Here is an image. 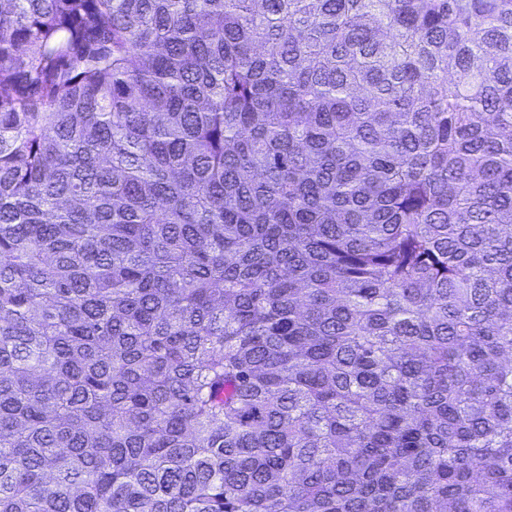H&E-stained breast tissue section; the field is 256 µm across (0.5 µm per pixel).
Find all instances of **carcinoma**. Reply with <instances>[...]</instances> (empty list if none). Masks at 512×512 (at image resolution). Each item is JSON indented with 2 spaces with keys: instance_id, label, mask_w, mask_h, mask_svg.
<instances>
[{
  "instance_id": "obj_1",
  "label": "carcinoma",
  "mask_w": 512,
  "mask_h": 512,
  "mask_svg": "<svg viewBox=\"0 0 512 512\" xmlns=\"http://www.w3.org/2000/svg\"><path fill=\"white\" fill-rule=\"evenodd\" d=\"M0 512H512V0H0Z\"/></svg>"
}]
</instances>
